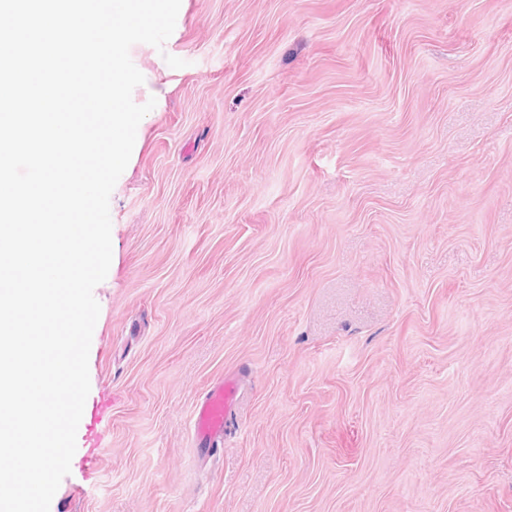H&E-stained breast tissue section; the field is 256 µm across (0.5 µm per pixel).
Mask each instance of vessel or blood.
<instances>
[{
    "label": "vessel or blood",
    "mask_w": 512,
    "mask_h": 512,
    "mask_svg": "<svg viewBox=\"0 0 512 512\" xmlns=\"http://www.w3.org/2000/svg\"><path fill=\"white\" fill-rule=\"evenodd\" d=\"M242 389L236 377L227 376L198 397L191 413V431L199 447H213L224 440V432L237 416Z\"/></svg>",
    "instance_id": "1"
}]
</instances>
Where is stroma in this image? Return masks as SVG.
I'll use <instances>...</instances> for the list:
<instances>
[{"instance_id": "35a3bbf8", "label": "stroma", "mask_w": 512, "mask_h": 512, "mask_svg": "<svg viewBox=\"0 0 512 512\" xmlns=\"http://www.w3.org/2000/svg\"><path fill=\"white\" fill-rule=\"evenodd\" d=\"M176 24L110 197L101 417L50 512H512V0ZM228 372L204 454L192 404ZM241 399L242 389L235 376H225L196 399L191 431L197 447L210 448L224 442V432L236 418Z\"/></svg>"}]
</instances>
